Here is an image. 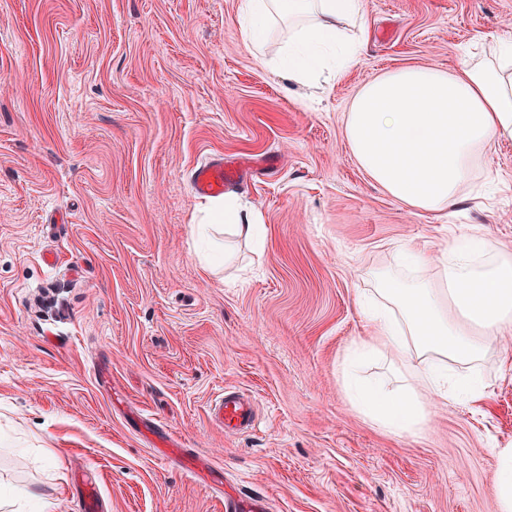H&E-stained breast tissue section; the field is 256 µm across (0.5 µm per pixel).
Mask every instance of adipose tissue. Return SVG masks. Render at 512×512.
<instances>
[{"mask_svg": "<svg viewBox=\"0 0 512 512\" xmlns=\"http://www.w3.org/2000/svg\"><path fill=\"white\" fill-rule=\"evenodd\" d=\"M363 11V0H248L246 45L259 47L274 18L287 20L276 71L301 83L322 74L332 78L363 49ZM480 47L457 69L406 66L378 73L349 104L344 133L357 164L411 210L451 213L478 160L494 144L512 141V32ZM197 213L200 227L222 224L249 237L265 222L260 210L230 196ZM403 252L421 275L382 282L383 304L368 317V336L348 349L342 368L354 407L399 436L421 431L430 396L479 400L481 379L451 367L476 362L512 334V252L479 234L454 239L436 257L414 246ZM382 350L419 359L416 387L391 391L354 383V360Z\"/></svg>", "mask_w": 512, "mask_h": 512, "instance_id": "adipose-tissue-1", "label": "adipose tissue"}]
</instances>
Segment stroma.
<instances>
[{"label":"stroma","mask_w":512,"mask_h":512,"mask_svg":"<svg viewBox=\"0 0 512 512\" xmlns=\"http://www.w3.org/2000/svg\"><path fill=\"white\" fill-rule=\"evenodd\" d=\"M364 2L359 60L304 85L267 65L286 27L264 63L246 50V0H0V496L82 512L86 473L103 512H225L157 458L144 421L269 512H497L512 339L480 365L482 399L431 397L415 436L358 412L341 365L403 245L436 256L482 233L512 249V142L477 170L482 198L435 218L356 165L343 114L373 73L453 67L512 30V0ZM221 155L245 170L229 190L263 212L265 247L213 234L231 258L207 269L189 175ZM416 371L388 351L358 368L390 387ZM227 386L255 398V431L209 421Z\"/></svg>","instance_id":"1"}]
</instances>
